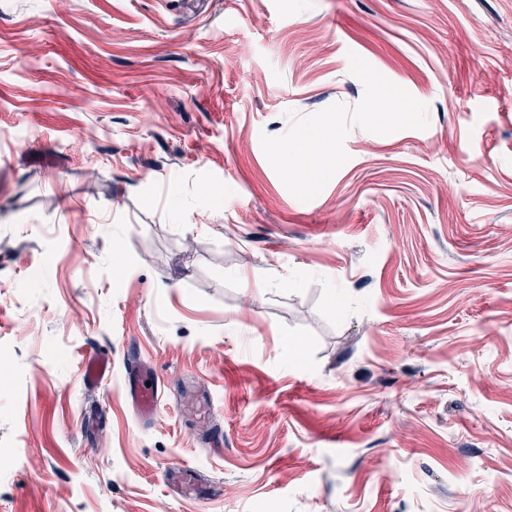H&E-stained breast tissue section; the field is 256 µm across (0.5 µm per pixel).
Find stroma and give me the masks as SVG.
<instances>
[{"label":"stroma","mask_w":512,"mask_h":512,"mask_svg":"<svg viewBox=\"0 0 512 512\" xmlns=\"http://www.w3.org/2000/svg\"><path fill=\"white\" fill-rule=\"evenodd\" d=\"M0 512H512V0H0ZM110 364L104 355L90 354L81 367V380L86 386H97L110 371ZM151 382V386H146ZM129 404L143 419L152 418L158 408L161 391L157 375L140 362L130 365L124 385Z\"/></svg>","instance_id":"obj_1"}]
</instances>
